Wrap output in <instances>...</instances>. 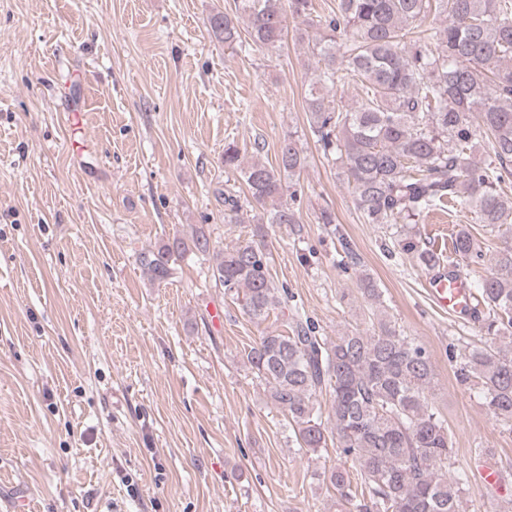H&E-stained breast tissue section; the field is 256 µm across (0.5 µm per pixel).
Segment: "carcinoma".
Listing matches in <instances>:
<instances>
[{
    "instance_id": "carcinoma-1",
    "label": "carcinoma",
    "mask_w": 512,
    "mask_h": 512,
    "mask_svg": "<svg viewBox=\"0 0 512 512\" xmlns=\"http://www.w3.org/2000/svg\"><path fill=\"white\" fill-rule=\"evenodd\" d=\"M287 2L285 9L282 0H234V12L210 15V30L227 46L272 50L287 32L286 11L307 20L297 34L313 69L305 94L310 128L324 155L340 163L367 223L410 224L444 205L491 227L512 221V197L501 189L512 172V0H338L336 12L318 19L311 0ZM429 10L446 23L420 28ZM350 81L362 101L336 104L329 90ZM482 133L493 154L483 165L470 154ZM224 166L239 173L268 223H298L290 188L306 166L299 136H284L275 167L246 160L230 141ZM240 210L236 196L224 195L227 223H238ZM397 243L427 269L440 264L411 236ZM209 250L199 230L143 254L141 264L165 281L178 257ZM449 254L483 259L468 225H458ZM493 261V272L476 284L485 342L460 355L455 373L496 420L512 426V349L504 345L512 339V245ZM212 277L242 296L258 324L282 307L262 244L224 250ZM359 290L367 304L383 307L370 274L361 273ZM246 361L288 418L297 448L317 452L330 440L345 458L323 475L336 512H462L468 475L449 474L452 435L429 402L433 364L385 313L371 332L346 330L334 340L294 318L287 331L261 336ZM325 389L332 403L324 418L315 402Z\"/></svg>"
}]
</instances>
